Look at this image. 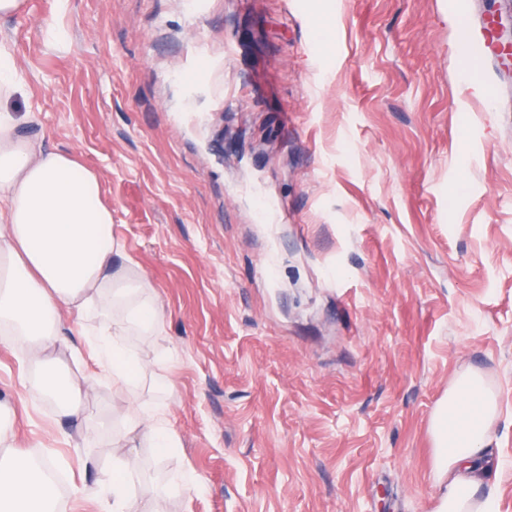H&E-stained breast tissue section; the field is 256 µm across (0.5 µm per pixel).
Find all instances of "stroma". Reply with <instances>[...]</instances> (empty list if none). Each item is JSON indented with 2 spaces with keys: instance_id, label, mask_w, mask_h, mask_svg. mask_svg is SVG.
I'll use <instances>...</instances> for the list:
<instances>
[{
  "instance_id": "1",
  "label": "stroma",
  "mask_w": 512,
  "mask_h": 512,
  "mask_svg": "<svg viewBox=\"0 0 512 512\" xmlns=\"http://www.w3.org/2000/svg\"><path fill=\"white\" fill-rule=\"evenodd\" d=\"M488 0H25L0 18L19 134L96 171L118 264L161 333L129 329L135 386L49 349L83 392L59 417L0 342L16 451L99 512L127 451L164 512H432L433 410L482 375L490 476L512 512V55L474 63ZM163 408L178 448L129 435ZM96 446L84 455L81 444ZM196 474L186 493L175 474Z\"/></svg>"
}]
</instances>
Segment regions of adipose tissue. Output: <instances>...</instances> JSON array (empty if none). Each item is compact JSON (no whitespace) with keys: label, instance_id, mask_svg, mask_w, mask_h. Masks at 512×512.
Here are the masks:
<instances>
[{"label":"adipose tissue","instance_id":"adipose-tissue-1","mask_svg":"<svg viewBox=\"0 0 512 512\" xmlns=\"http://www.w3.org/2000/svg\"><path fill=\"white\" fill-rule=\"evenodd\" d=\"M20 119L0 107V335L24 345L31 361L66 340L67 320L88 310L121 311L87 350L113 386L127 389L139 368L135 354L118 343L126 326L158 332L164 307L151 296L145 276L114 268L112 211L101 200L100 178L66 151H46L22 138ZM61 415H77L82 391L68 377L45 369L36 382ZM435 416L441 464V512H495L488 451L498 401L483 378L456 379ZM131 430L158 451L175 447L163 411L141 410ZM14 434L0 421V512H54L55 486L43 467L13 450ZM134 457L125 458L102 482V512H162L149 491L131 495Z\"/></svg>","mask_w":512,"mask_h":512}]
</instances>
